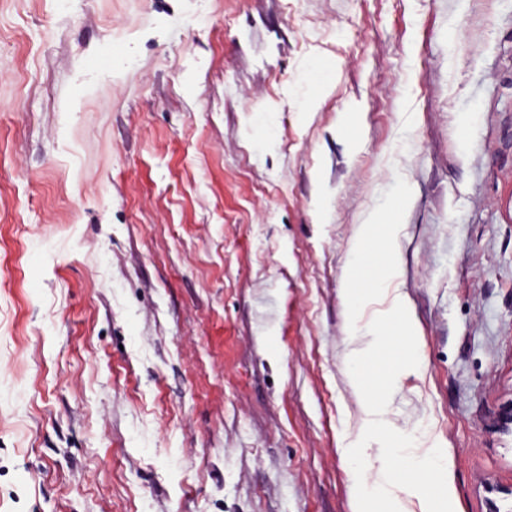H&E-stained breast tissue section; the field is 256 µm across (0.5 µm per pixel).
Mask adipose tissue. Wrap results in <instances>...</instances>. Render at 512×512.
I'll return each instance as SVG.
<instances>
[{
	"label": "adipose tissue",
	"instance_id": "1",
	"mask_svg": "<svg viewBox=\"0 0 512 512\" xmlns=\"http://www.w3.org/2000/svg\"><path fill=\"white\" fill-rule=\"evenodd\" d=\"M400 213L401 210L397 207L385 212L370 213L362 224H359L352 245L355 256L363 253L373 229L382 228V248L373 257L375 276L364 277L357 259L350 262L346 275L348 292L355 308L352 320L362 323L367 337L366 342L352 348L349 354L350 362L359 366L356 379L359 386L364 389L370 388L378 379V368L367 366L366 361L379 346L389 343V328H396L399 335L406 337L412 336L415 331L408 316L407 298L398 291L393 292L385 317L366 323L363 322L361 314L364 303L378 296L380 284L391 285L397 283L401 277V268L396 257V244L402 230L398 222ZM387 415L388 410L384 402L375 399L365 400L359 430L355 436L349 437L346 445V453L351 460L355 461L367 456L368 450L365 446L367 439H383L391 435L392 429ZM413 460L424 480L444 489L445 512H452L454 497L448 490L447 469L437 446L432 443H420L413 452ZM354 480L355 512H371L372 501L376 498L382 500L384 512H409L408 504L413 499L418 500L420 512H433L428 490L422 489L417 493H410L394 478L387 467L378 468L375 476L372 477L367 476L365 471H355Z\"/></svg>",
	"mask_w": 512,
	"mask_h": 512
}]
</instances>
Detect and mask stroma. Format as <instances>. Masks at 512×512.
Instances as JSON below:
<instances>
[{
    "instance_id": "obj_1",
    "label": "stroma",
    "mask_w": 512,
    "mask_h": 512,
    "mask_svg": "<svg viewBox=\"0 0 512 512\" xmlns=\"http://www.w3.org/2000/svg\"><path fill=\"white\" fill-rule=\"evenodd\" d=\"M399 202L390 445L512 512V0H0V512H353ZM400 213L401 209L399 207H395L388 212L370 213L362 224H359L351 249L353 255L357 258L360 253L366 250L368 238L373 229L376 227L382 228L384 235L382 248L373 256V266L377 274L364 282L360 262L354 260L350 262L346 275L347 290L353 299L354 306L352 320L355 327L350 344L356 343L358 336H370V339L361 343V346L352 348L349 354V364H361V368L356 373V380L363 389H369L378 380L379 369L377 367L367 365L362 369V365L379 346L390 342L388 324L393 321L398 335L406 336L409 341H411V336L415 332V327L408 316L407 298L399 291L397 286L390 298L388 313L377 321L357 326L362 321L361 311L364 303L374 300L380 289H387L377 287L381 283L396 284L401 277V268L396 257V244L402 230V224H397ZM358 329H363L364 332L359 334ZM429 440L420 443L413 448V460L418 469L422 472L423 479L440 487L444 492V507L441 511L455 512L453 503L454 497L447 480V469L443 464L442 457L437 446Z\"/></svg>"
}]
</instances>
